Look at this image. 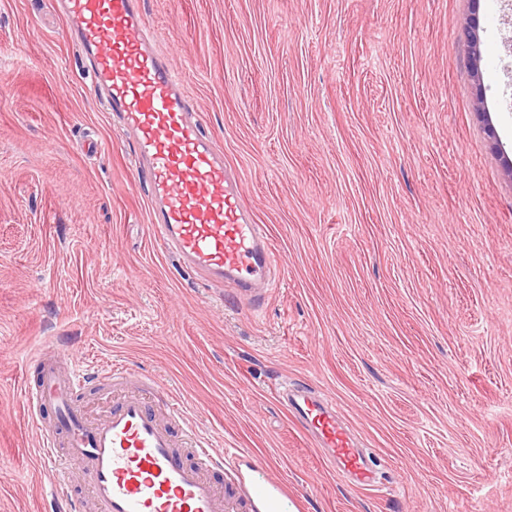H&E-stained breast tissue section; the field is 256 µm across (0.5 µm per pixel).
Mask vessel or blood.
<instances>
[{
    "instance_id": "b4317fda",
    "label": "vessel or blood",
    "mask_w": 512,
    "mask_h": 512,
    "mask_svg": "<svg viewBox=\"0 0 512 512\" xmlns=\"http://www.w3.org/2000/svg\"><path fill=\"white\" fill-rule=\"evenodd\" d=\"M63 3L96 86L134 133L151 206L150 235L188 273L256 303L279 257L255 224L222 150L191 112L182 78L157 53L141 0ZM59 357L55 344L43 348L39 382L24 393L32 418L49 416L40 428V455L52 463L48 482L68 512L84 508L68 493L76 466L91 474L95 512H300L303 498L287 482L256 479L261 464L255 459L246 461V474L230 487L219 488L209 472L223 466L224 457L176 398L155 409L142 395L127 394L105 418L89 420L78 391L103 378L122 379L129 370L77 365L63 373ZM280 396L313 443L327 449L338 476L371 484L370 468L331 405L306 388Z\"/></svg>"
}]
</instances>
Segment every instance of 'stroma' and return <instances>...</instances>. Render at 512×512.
Here are the masks:
<instances>
[{
  "label": "stroma",
  "instance_id": "stroma-1",
  "mask_svg": "<svg viewBox=\"0 0 512 512\" xmlns=\"http://www.w3.org/2000/svg\"><path fill=\"white\" fill-rule=\"evenodd\" d=\"M143 10L281 259L276 285L237 302L149 237L133 137L58 0H0V512H63L22 410L52 341L60 371L170 386L304 512H512V0ZM296 383L373 451L372 486L339 479L288 415Z\"/></svg>",
  "mask_w": 512,
  "mask_h": 512
}]
</instances>
